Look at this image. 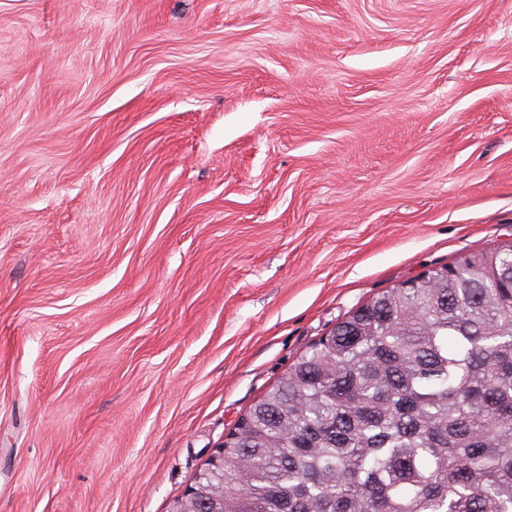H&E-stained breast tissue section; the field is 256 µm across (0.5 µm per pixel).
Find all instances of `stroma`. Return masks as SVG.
Wrapping results in <instances>:
<instances>
[{
	"label": "stroma",
	"mask_w": 512,
	"mask_h": 512,
	"mask_svg": "<svg viewBox=\"0 0 512 512\" xmlns=\"http://www.w3.org/2000/svg\"><path fill=\"white\" fill-rule=\"evenodd\" d=\"M512 241V0H0V512H170L378 293Z\"/></svg>",
	"instance_id": "stroma-1"
}]
</instances>
